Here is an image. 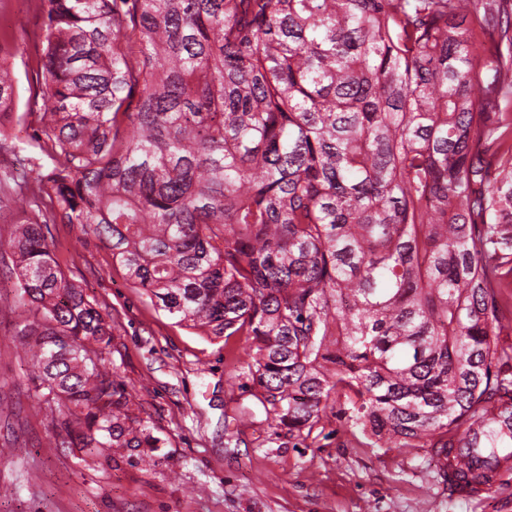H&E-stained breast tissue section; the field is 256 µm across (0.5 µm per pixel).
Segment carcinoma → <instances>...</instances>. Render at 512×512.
<instances>
[{"label":"carcinoma","instance_id":"cac0c4a2","mask_svg":"<svg viewBox=\"0 0 512 512\" xmlns=\"http://www.w3.org/2000/svg\"><path fill=\"white\" fill-rule=\"evenodd\" d=\"M502 0H40L51 109L0 193L32 382L95 460L162 439L53 257L79 224L176 324L244 336L263 423L308 439L333 397L393 448L512 459V48Z\"/></svg>","mask_w":512,"mask_h":512}]
</instances>
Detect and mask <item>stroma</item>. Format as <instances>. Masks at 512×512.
Listing matches in <instances>:
<instances>
[{
	"label": "stroma",
	"mask_w": 512,
	"mask_h": 512,
	"mask_svg": "<svg viewBox=\"0 0 512 512\" xmlns=\"http://www.w3.org/2000/svg\"><path fill=\"white\" fill-rule=\"evenodd\" d=\"M38 0H0L20 146L48 111L36 71ZM55 256L112 324L108 364L162 447L94 461L67 444L58 410L39 403L22 341L26 312L0 247V512H512V466L482 498L448 489L426 448H390L328 416L307 440L272 434L254 395L244 337L213 340L176 325L132 287L112 253L78 224H53Z\"/></svg>",
	"instance_id": "obj_1"
}]
</instances>
